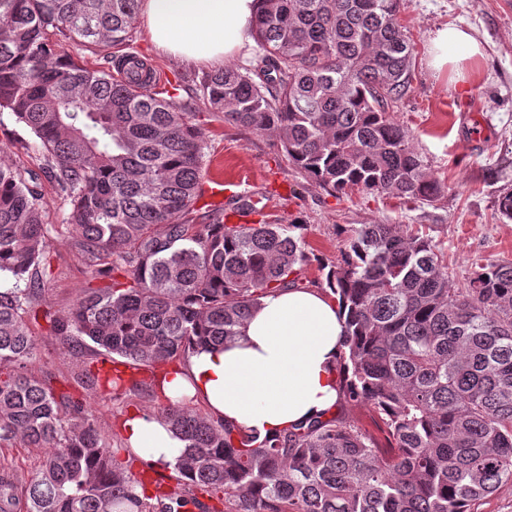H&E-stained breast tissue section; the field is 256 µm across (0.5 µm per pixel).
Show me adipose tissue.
<instances>
[{"instance_id": "1", "label": "adipose tissue", "mask_w": 512, "mask_h": 512, "mask_svg": "<svg viewBox=\"0 0 512 512\" xmlns=\"http://www.w3.org/2000/svg\"><path fill=\"white\" fill-rule=\"evenodd\" d=\"M260 0H141L159 54L186 64L218 66L250 50ZM430 64L441 70L479 60L484 47L467 30L447 26L430 40ZM344 334L337 304L324 294L288 287L263 297L233 340L189 355L169 371L163 393L203 403L213 417L266 436L335 410ZM122 431L131 451L157 468L173 467L183 443L156 419L130 412Z\"/></svg>"}]
</instances>
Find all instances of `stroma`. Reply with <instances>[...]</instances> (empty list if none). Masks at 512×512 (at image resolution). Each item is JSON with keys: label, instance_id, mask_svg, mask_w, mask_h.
Returning <instances> with one entry per match:
<instances>
[{"label": "stroma", "instance_id": "stroma-1", "mask_svg": "<svg viewBox=\"0 0 512 512\" xmlns=\"http://www.w3.org/2000/svg\"><path fill=\"white\" fill-rule=\"evenodd\" d=\"M399 21L413 47L414 66L411 88L392 117L407 130L431 175L446 186L444 196L431 204L357 190L325 192L289 165L273 135L226 123L223 115L209 111L198 90L202 68L156 55L144 18L135 22L133 41L114 52L136 54L154 74H176V102L189 105L207 133V175L235 182V194L255 201L264 220L305 224L310 260L298 274L302 287L326 291L324 269L340 258V231L359 224H400L426 233L444 251L449 276L461 283L477 265L512 263V220L498 207L500 195L512 191V0H402ZM448 25L471 30L485 47L483 59L465 62L464 85L452 70L429 65V40ZM44 161L29 130L0 112V162L36 172ZM40 190L50 229V300L64 311L105 279L76 257L64 228L70 206L55 182L41 178ZM31 328L42 338L33 372L63 387L71 360L50 338L45 319ZM164 403L159 393L130 403L107 401L101 428L122 441L121 423L129 412L152 414Z\"/></svg>", "mask_w": 512, "mask_h": 512}]
</instances>
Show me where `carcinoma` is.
Listing matches in <instances>:
<instances>
[{"label":"carcinoma","instance_id":"carcinoma-1","mask_svg":"<svg viewBox=\"0 0 512 512\" xmlns=\"http://www.w3.org/2000/svg\"><path fill=\"white\" fill-rule=\"evenodd\" d=\"M401 0H262L263 67L203 75L224 121L274 135L288 163L331 193L444 196L390 112L412 48ZM138 0H0V111L46 152L68 201L78 259L112 283L64 313L47 298L51 257L39 174L0 163V512H478L512 483V264L448 278L433 241L361 224L325 281L345 317L336 411L261 438L169 402L154 417L184 443L179 492L147 493L135 456L96 410L28 369L43 318L70 357L150 370L237 335L267 293L309 261L303 224L196 223L206 133L151 90L132 55L91 70L62 50L106 51L133 34ZM100 393L98 374L71 375ZM372 411L381 436L353 419ZM50 453L18 487L13 449Z\"/></svg>","mask_w":512,"mask_h":512}]
</instances>
